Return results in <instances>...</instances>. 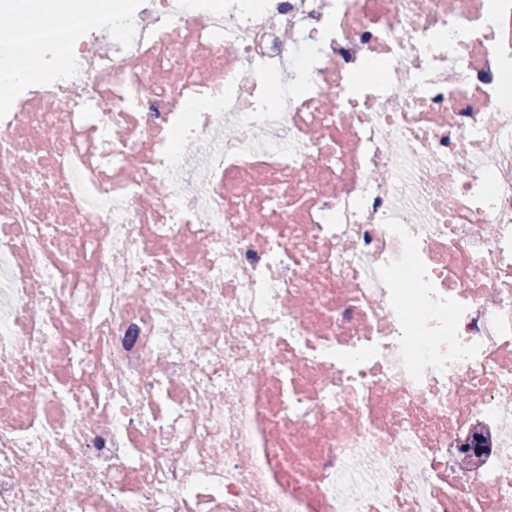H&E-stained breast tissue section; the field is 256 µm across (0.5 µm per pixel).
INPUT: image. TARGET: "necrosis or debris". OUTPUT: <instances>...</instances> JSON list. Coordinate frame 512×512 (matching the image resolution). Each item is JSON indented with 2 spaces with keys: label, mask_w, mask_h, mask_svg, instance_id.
<instances>
[{
  "label": "necrosis or debris",
  "mask_w": 512,
  "mask_h": 512,
  "mask_svg": "<svg viewBox=\"0 0 512 512\" xmlns=\"http://www.w3.org/2000/svg\"><path fill=\"white\" fill-rule=\"evenodd\" d=\"M3 40L0 512H512V0Z\"/></svg>",
  "instance_id": "obj_1"
}]
</instances>
